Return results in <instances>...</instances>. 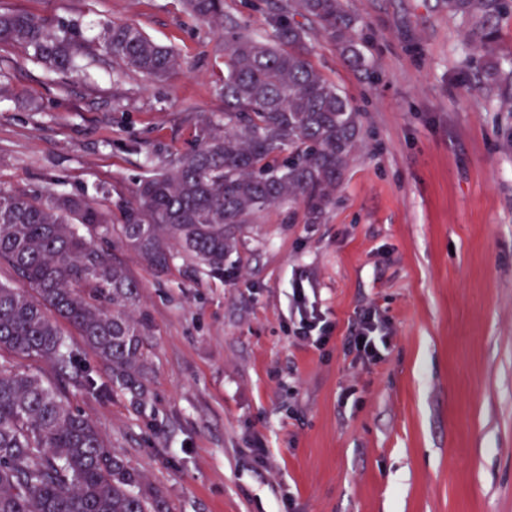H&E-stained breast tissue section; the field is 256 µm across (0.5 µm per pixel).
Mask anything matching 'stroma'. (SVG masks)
I'll use <instances>...</instances> for the list:
<instances>
[{
  "instance_id": "35a3bbf8",
  "label": "stroma",
  "mask_w": 512,
  "mask_h": 512,
  "mask_svg": "<svg viewBox=\"0 0 512 512\" xmlns=\"http://www.w3.org/2000/svg\"><path fill=\"white\" fill-rule=\"evenodd\" d=\"M368 69L305 21L313 65L360 136L317 223L272 207L220 276L190 259L156 272L117 255L152 322L150 394L112 376L68 323L95 380L34 359L171 512H512V16L491 55L444 0H343ZM86 38L138 24L180 65L156 80L105 56L67 75L22 49L0 62V188L86 194L116 215L138 180L223 118V39L181 0H0ZM334 324L298 336L292 299ZM390 341L362 366L359 314Z\"/></svg>"
}]
</instances>
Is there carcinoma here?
Returning <instances> with one entry per match:
<instances>
[{
	"label": "carcinoma",
	"instance_id": "cac0c4a2",
	"mask_svg": "<svg viewBox=\"0 0 512 512\" xmlns=\"http://www.w3.org/2000/svg\"><path fill=\"white\" fill-rule=\"evenodd\" d=\"M184 2L190 18L225 32L224 120L199 121L192 149L143 176L119 224L84 196L0 189V261L36 293L0 283V352L72 368L91 391L89 370L59 329L65 321L110 367L112 391L138 405L149 393L152 323L138 281L98 241L117 239L158 272L184 255L222 275L244 226L263 211L302 204L308 221H319L352 151L357 114L311 63L308 32L293 16L312 19L350 64L366 65L341 0H281L268 13V38L234 25L224 31V0ZM448 13L488 46L512 0H448ZM8 47L59 73L97 52L154 78L180 65L174 49L127 22L107 24L92 42L71 20L0 11V51ZM0 512L170 508L59 391L0 363Z\"/></svg>",
	"mask_w": 512,
	"mask_h": 512
}]
</instances>
